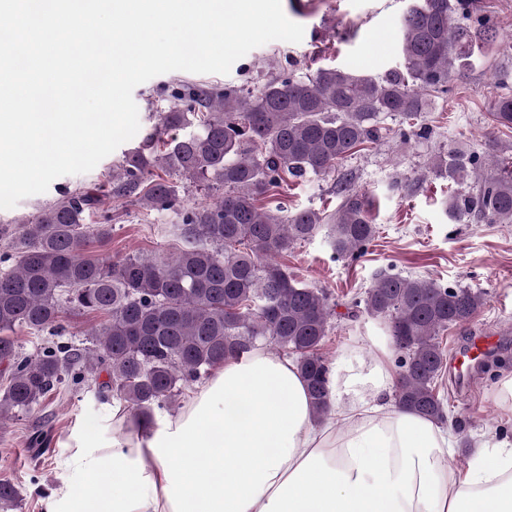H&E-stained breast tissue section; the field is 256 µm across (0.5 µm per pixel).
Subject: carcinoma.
Returning a JSON list of instances; mask_svg holds the SVG:
<instances>
[{
    "instance_id": "cac0c4a2",
    "label": "carcinoma",
    "mask_w": 512,
    "mask_h": 512,
    "mask_svg": "<svg viewBox=\"0 0 512 512\" xmlns=\"http://www.w3.org/2000/svg\"><path fill=\"white\" fill-rule=\"evenodd\" d=\"M471 0H419L401 19L403 66L382 76L337 67L305 79L272 78L254 90L196 86L177 91L137 147L123 153L105 181L66 192L32 218L0 224V419L31 413L49 396L106 374L100 400L114 398L148 432L155 411L170 408L186 388L257 346L295 357L307 382L313 415L330 406V365L321 346L331 329L327 294L288 273L278 257L301 241L322 236L339 257L356 258L378 234L370 204L346 193L336 212L288 213L273 204L293 179L324 175L378 138L376 120L423 117L430 96L448 91L452 74L497 37L487 17L474 25ZM512 128V95L493 113ZM439 177L474 184L448 197L452 221L512 223V158L494 145L450 150L429 166ZM193 179L224 195L182 216V247L175 254L129 256L112 262L88 253L112 236L86 213L112 199L174 208L171 176ZM484 297L427 277L379 273L351 308L383 321L397 354L398 406L443 421L436 382L446 360L439 336L470 321ZM68 313H97L104 322L75 345L52 342L39 353L20 350L15 333L62 334ZM20 496L0 481V508L11 512Z\"/></svg>"
}]
</instances>
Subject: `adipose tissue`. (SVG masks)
I'll return each mask as SVG.
<instances>
[{
	"label": "adipose tissue",
	"mask_w": 512,
	"mask_h": 512,
	"mask_svg": "<svg viewBox=\"0 0 512 512\" xmlns=\"http://www.w3.org/2000/svg\"><path fill=\"white\" fill-rule=\"evenodd\" d=\"M376 342L379 357L329 375L339 429L316 423L296 361L261 346L226 359L147 435L113 406L71 433L44 512H512V438L483 435L450 465L448 430L391 400L392 341Z\"/></svg>",
	"instance_id": "1"
}]
</instances>
